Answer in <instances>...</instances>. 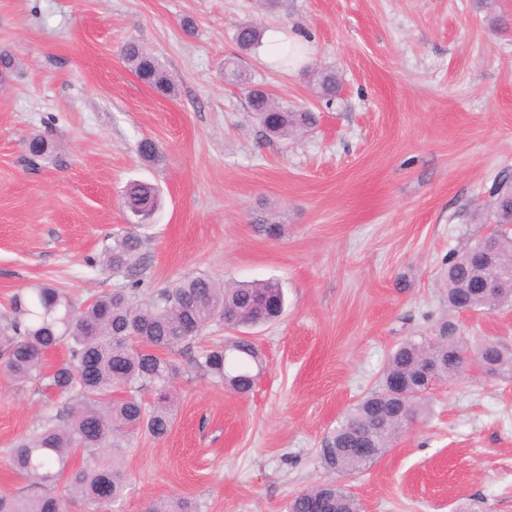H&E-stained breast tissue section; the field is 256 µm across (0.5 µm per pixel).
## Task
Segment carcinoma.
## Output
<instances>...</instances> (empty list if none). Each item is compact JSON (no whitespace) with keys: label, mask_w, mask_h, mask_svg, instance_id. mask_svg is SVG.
<instances>
[{"label":"carcinoma","mask_w":512,"mask_h":512,"mask_svg":"<svg viewBox=\"0 0 512 512\" xmlns=\"http://www.w3.org/2000/svg\"><path fill=\"white\" fill-rule=\"evenodd\" d=\"M255 24H241L236 42L243 51L262 44ZM122 57L141 81L160 94L174 92L159 59L137 42L122 48ZM16 58L0 50V82L15 72ZM304 76L321 99L336 96L334 70L311 68ZM248 111L269 139L290 140L315 123L305 108H290L267 91L248 92ZM47 138L35 133L27 142L29 161L50 151ZM124 211L140 209L151 215L160 205L157 188L132 181L123 190ZM473 218L497 225V260L491 265L481 255L484 238L448 254L440 288L453 310H492L512 303V175L498 176L489 200L475 208ZM142 240L132 230L112 235L99 260L101 272L124 273L132 285L142 265ZM506 276L505 288L489 301L477 295L473 284L486 275ZM286 297L277 280L220 284L196 276L178 280L146 296L123 289L81 301L67 290L42 284L29 293L14 294L9 304L7 352L0 372L18 382H43L69 400L65 415L46 418L31 435L17 440L9 452L13 468L29 481V493L0 495V512H67L79 498L96 508L116 506L126 496L123 469L125 441L143 431L155 439L168 435L174 424L170 384L179 372L173 356L190 348L210 326L230 332L224 340L190 357L191 368L243 394L263 371L262 353L250 330L277 320ZM431 342L408 338L390 352L378 386L364 396L318 448L323 467L339 478L370 467L376 458L358 453L366 436L383 454L422 410L432 386L457 377L464 369L462 356L493 364L494 371L512 368V351L492 341L472 344L453 334ZM68 360L47 372L46 354L57 348ZM430 359L440 366L432 382L419 380L420 364ZM402 380L406 391L396 394L391 382ZM82 466L70 468L76 455ZM147 512H200L187 498L153 502ZM288 512H361L360 504L337 481L311 486L288 503Z\"/></svg>","instance_id":"1"}]
</instances>
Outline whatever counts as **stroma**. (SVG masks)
<instances>
[{"label": "stroma", "instance_id": "1", "mask_svg": "<svg viewBox=\"0 0 512 512\" xmlns=\"http://www.w3.org/2000/svg\"><path fill=\"white\" fill-rule=\"evenodd\" d=\"M249 22L302 33L308 64L338 76L333 103L299 68L242 52L235 30ZM130 41L158 56L174 94L127 67ZM0 48L20 61L0 88V316L40 283L78 297L129 286L94 263L127 227L132 180L162 197L139 231L142 292L206 275L275 279L286 293L280 320L255 331L267 368L249 394L178 357L173 429L131 437L119 512L179 497L201 512H286L327 480L323 438L395 345L449 323L512 350V305L459 313L436 286L448 254L487 230L474 207L512 172V26L495 27L477 0H0ZM228 59L315 124L266 141L245 90L224 80ZM35 133L54 151L34 168L24 158ZM145 137L156 164L137 154ZM65 405L0 375V493L26 484L12 443ZM343 485L362 512H512V371L470 366L437 385L420 418Z\"/></svg>", "mask_w": 512, "mask_h": 512}]
</instances>
